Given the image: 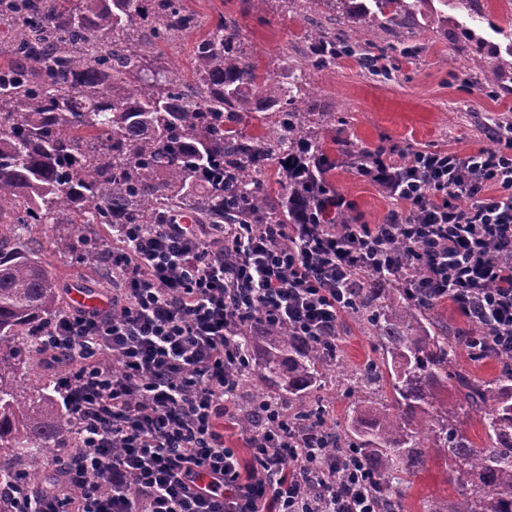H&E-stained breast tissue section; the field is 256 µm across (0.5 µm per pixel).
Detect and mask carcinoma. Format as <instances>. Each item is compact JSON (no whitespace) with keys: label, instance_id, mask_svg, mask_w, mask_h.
Instances as JSON below:
<instances>
[{"label":"carcinoma","instance_id":"1","mask_svg":"<svg viewBox=\"0 0 512 512\" xmlns=\"http://www.w3.org/2000/svg\"><path fill=\"white\" fill-rule=\"evenodd\" d=\"M346 18L385 29L428 13L448 16L434 0H310ZM206 21L187 0H0V32L10 62L0 68V490L10 507L42 476L60 448H77L74 421L58 389L25 383L35 336L62 313L52 266L34 234L58 231L57 248L92 270L102 251L88 239L93 224H163L184 213L200 224H294L297 208L315 207L331 191L329 159L319 129L332 112H311L306 73L284 86L259 70L238 20L219 16L191 50L193 81L156 65L162 45L195 34ZM506 55L484 74L497 89L512 69V27L499 28ZM387 47L364 48L345 34H310V64L327 69L339 54H360L376 75ZM274 107L263 134L241 127L244 116ZM340 152L364 167L371 151L344 142ZM277 165L288 189L270 197L262 174ZM307 171L297 184L294 168ZM438 303L414 301L401 283H368L348 312L374 330L381 363L349 374L357 384L389 387L392 403L365 402L353 391L333 451L362 459L370 485L391 505L428 454L450 462L459 499L452 512H512V354L493 352L482 328L466 335L437 317ZM494 359L500 376L483 381L456 369L457 350ZM256 365L262 400L282 392L295 421H321L311 397L332 365L342 366L338 340L321 345L286 328L241 340ZM455 382L456 405L439 400ZM479 417L484 446L460 428L459 413Z\"/></svg>","mask_w":512,"mask_h":512}]
</instances>
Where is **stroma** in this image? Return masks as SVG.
<instances>
[{"label":"stroma","instance_id":"35a3bbf8","mask_svg":"<svg viewBox=\"0 0 512 512\" xmlns=\"http://www.w3.org/2000/svg\"><path fill=\"white\" fill-rule=\"evenodd\" d=\"M476 22L449 14L447 23L417 18L414 24L379 30L327 14L324 7L305 9L291 0H265L260 10L240 15L250 45L273 80L288 79L289 68L304 65L309 42L307 31L339 28L352 40L399 46L387 66L388 76L370 75L357 58L337 60L335 66L307 72L310 93L318 111L346 118V125L325 131L327 152L337 165L329 174L335 192L352 203L349 216L358 224L382 223L390 200L361 177L356 168L341 163L337 140L351 137L368 149L393 144L469 152L496 148L488 136L491 127L512 124V73L504 78L509 94L496 97L479 83L493 50L505 47L496 26L512 21V0H480ZM472 26L488 42V51L465 47L461 29ZM37 238L54 265L64 306H71L72 292L81 285L101 293L100 283L87 279L68 254L55 251L52 225H42ZM345 363L354 367L379 359L371 331L350 316L341 319ZM350 380L330 368L321 380L320 394L329 411V423L345 421L352 397ZM403 512H449L457 497L442 458L428 457L418 474L404 486Z\"/></svg>","mask_w":512,"mask_h":512}]
</instances>
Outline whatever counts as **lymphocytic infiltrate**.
Listing matches in <instances>:
<instances>
[{"instance_id":"1","label":"lymphocytic infiltrate","mask_w":512,"mask_h":512,"mask_svg":"<svg viewBox=\"0 0 512 512\" xmlns=\"http://www.w3.org/2000/svg\"><path fill=\"white\" fill-rule=\"evenodd\" d=\"M497 150L373 152L361 176L393 200L383 223L130 224L106 260L103 309L66 311L53 332L76 361L63 390L78 432L65 488L28 512H381L326 424L296 435L288 410L252 404L249 461L224 445L248 365L237 339L285 325L331 336L363 285L421 268L416 299L452 301L512 353V126ZM403 239L407 248L395 250ZM209 475L208 489L198 485Z\"/></svg>"}]
</instances>
